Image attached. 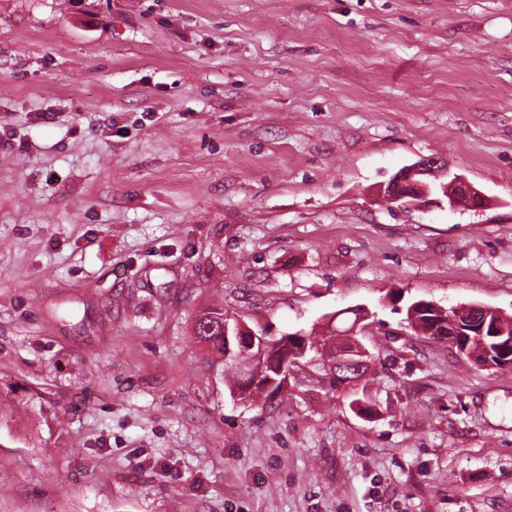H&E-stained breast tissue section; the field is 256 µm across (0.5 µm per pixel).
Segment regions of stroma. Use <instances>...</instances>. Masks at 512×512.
<instances>
[{"instance_id": "1", "label": "stroma", "mask_w": 512, "mask_h": 512, "mask_svg": "<svg viewBox=\"0 0 512 512\" xmlns=\"http://www.w3.org/2000/svg\"><path fill=\"white\" fill-rule=\"evenodd\" d=\"M423 157L491 206L384 203ZM415 300L512 317V0H0V512H512V369ZM215 306L368 370L237 399ZM424 307H428L437 313H444L446 311L434 305L433 302L425 301ZM415 312L420 315L416 318L417 324L414 325V328L422 334L435 338V333L437 335L438 333L436 328L433 329V332L431 331L432 323L430 320L446 321L443 325L445 327L448 325L447 329H450L452 336L448 333L446 336H442V338L454 345L460 354L484 368H491L494 363L495 367L492 369L495 370L506 367L512 368V361L510 363L507 360L500 362L496 358L492 360V352L484 346L482 339V336H485L486 333H490L491 336H505L507 334L505 325L498 321V317L501 314L499 310L471 304L451 307L445 316L434 314L427 309L423 311L415 309ZM348 354H350L352 356H350L348 358H344V356L337 357L336 360L333 361L331 364L329 363V365L333 366V369L336 370V373H337V369H342V370H348L349 372H352V373L358 375L363 370V368L365 366V362H364L363 358L367 356V351L357 340H355V343L353 344V348L348 352ZM333 369L330 368L329 375L332 376L331 383H332V386H334V387H336V384H343L347 381H350L351 379H358V378L362 377L366 371V368H365L363 373H360L358 376L347 377V376H344V374H342L341 372H338L336 375V373H335V371H333Z\"/></svg>"}]
</instances>
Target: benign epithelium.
<instances>
[{
    "mask_svg": "<svg viewBox=\"0 0 512 512\" xmlns=\"http://www.w3.org/2000/svg\"><path fill=\"white\" fill-rule=\"evenodd\" d=\"M438 190L448 200V205L455 207L460 199L468 201L469 207L475 210L486 209L491 199L474 187L463 176L450 174L448 166L440 160L428 157L407 166L395 175L380 189L384 202L389 204H408L424 202L432 190ZM430 310L448 312V329L455 336V347L458 352L477 365L490 368L494 365L492 352L484 346L482 336H504L507 328L498 321L500 311L481 305H461L445 310L432 303H425ZM224 333V362L238 364L241 388L233 389V394L244 397L241 389H252L256 386L270 390L273 388L271 374L281 377V387L288 386L294 367L300 359L313 350L325 359L331 354L326 352L314 337L298 333L302 337L299 349H288V340H279L266 332H257L248 327L242 319L231 313L222 316ZM350 357H338L332 362L333 369L348 370L359 374L364 366L366 349L358 342L349 351Z\"/></svg>",
    "mask_w": 512,
    "mask_h": 512,
    "instance_id": "obj_1",
    "label": "benign epithelium"
}]
</instances>
